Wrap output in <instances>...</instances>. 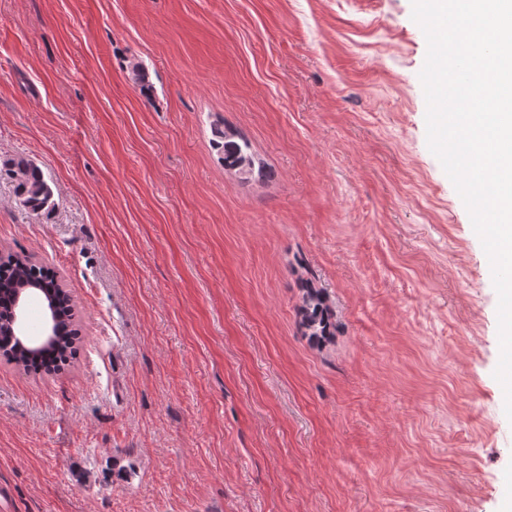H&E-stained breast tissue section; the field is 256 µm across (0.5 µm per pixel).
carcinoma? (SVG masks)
<instances>
[{
    "mask_svg": "<svg viewBox=\"0 0 512 512\" xmlns=\"http://www.w3.org/2000/svg\"><path fill=\"white\" fill-rule=\"evenodd\" d=\"M212 144L217 150L224 169L241 179H249L255 173V159L247 141H236L224 130V122L218 120L212 124ZM6 175L14 186L15 203L33 213L42 212L53 206V189L45 179L40 167L33 161L23 158H6L0 160V175ZM32 283L40 288L53 287L56 298V325L58 334L51 345L56 359L44 360L38 355L31 359L26 371L33 373L55 370L56 361L64 360V355L71 349L73 308L69 305L66 292L55 284V275L51 269L39 266L26 255L8 254L0 257V327L8 326L7 304L10 293L22 284ZM302 324L308 334L321 340L331 334L334 327L332 315L326 300L308 279L303 287Z\"/></svg>",
    "mask_w": 512,
    "mask_h": 512,
    "instance_id": "1",
    "label": "carcinoma"
}]
</instances>
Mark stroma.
I'll use <instances>...</instances> for the list:
<instances>
[{
	"mask_svg": "<svg viewBox=\"0 0 512 512\" xmlns=\"http://www.w3.org/2000/svg\"><path fill=\"white\" fill-rule=\"evenodd\" d=\"M411 0H0V252L77 352L0 358V512H503L498 294ZM151 84L141 92L131 62ZM266 175L227 173L211 125ZM335 325L300 324L302 283ZM6 175L14 186L15 203L25 210L39 213L53 203V189L40 167L23 158L0 160V177ZM55 275L51 269L39 266L29 259L26 255L8 254L0 256V338L2 326L7 328V304L10 301V293L13 289L22 284H35L39 288L53 286V294L56 298V325L58 334L56 341L51 344V351L56 354L49 360H42V356L38 355L30 359L25 371L37 374V372L55 371L57 361L65 359L64 355L71 349V337L75 333L72 329L73 308L69 305V297L59 285L55 284ZM3 316V318H2ZM76 340V336H73ZM58 359V360H57ZM56 360V362H54Z\"/></svg>",
	"mask_w": 512,
	"mask_h": 512,
	"instance_id": "obj_1",
	"label": "stroma"
}]
</instances>
